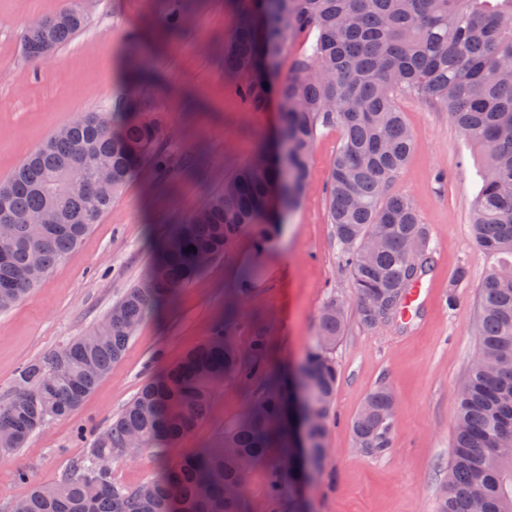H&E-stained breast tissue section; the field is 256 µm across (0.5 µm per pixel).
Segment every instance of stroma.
<instances>
[{
    "label": "stroma",
    "mask_w": 512,
    "mask_h": 512,
    "mask_svg": "<svg viewBox=\"0 0 512 512\" xmlns=\"http://www.w3.org/2000/svg\"><path fill=\"white\" fill-rule=\"evenodd\" d=\"M63 4L0 0V181L56 131L82 114L111 111L125 92L160 113L173 168L161 178L142 167L77 252L17 306L0 311V401L20 367L101 322L125 289L143 280L169 229L269 147L279 128L276 99L261 111L246 110L224 74V41L239 20L235 0H191L174 32L165 28L166 0H80L85 27L48 62L32 63L22 48L26 28ZM397 105L415 145L390 190L413 200L435 250L422 279V309L414 321L373 328L349 311L333 353L339 380L320 467L276 504L266 465L255 466L243 489L246 512H436L452 462L458 389L479 348V292L491 264L471 232L483 153L424 98L402 96ZM339 140L338 130H321L298 202L282 213L269 242L260 243L255 230L241 231L195 281L145 316L123 358L73 416L36 431L25 447L0 453V512H11L32 486L68 474L94 435L143 385L210 336L227 308L235 310L229 334L239 349L250 350L262 336L272 368L291 375L306 362L326 299L352 298L327 214ZM254 264L259 273L241 284L242 270ZM461 267L469 276L458 283ZM380 386L397 399L391 445L369 454L355 447L352 421ZM259 388L256 380L224 382L181 448L163 460L149 451L114 459L113 479L136 487L154 479L164 461L210 447Z\"/></svg>",
    "instance_id": "obj_1"
}]
</instances>
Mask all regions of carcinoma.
Listing matches in <instances>:
<instances>
[{"mask_svg":"<svg viewBox=\"0 0 512 512\" xmlns=\"http://www.w3.org/2000/svg\"><path fill=\"white\" fill-rule=\"evenodd\" d=\"M241 20L227 38L224 74L239 81L242 103L258 111L271 95L279 102L278 135L288 143L291 202L301 194L318 133L336 128L340 141L331 163L327 213L350 281L356 313L376 324L367 305L393 301L402 313L410 288L431 269L433 249L418 210L389 188L413 147V132L397 107L398 95L428 100L448 113L465 139L482 147L485 164L474 201L473 231L483 253L496 259L480 290L476 323L479 350L458 391L451 487L438 512H512V0H237ZM86 22L77 0L47 27L29 28L23 51L68 42ZM304 51L272 88L263 66L292 43ZM162 120L119 96L112 115L89 113L51 136L0 183V213H48L47 224H1L10 242L0 256V311L16 306L59 264L70 258L100 216L144 163L161 172L170 155L160 144ZM112 177L101 191L94 169ZM274 162L256 157L208 198L159 246L145 281L127 289L106 320L43 361L23 366L11 396L0 401V448L24 447L51 420L72 416L120 360L144 316L194 280L203 258L224 252L252 228L267 236L278 213L264 195L277 181ZM194 250H189V246ZM347 327V305H323L316 344L304 370L310 379L312 452L324 438L338 382L331 357ZM263 379L244 415L203 448L163 467L152 481L128 488L100 462L120 456L130 436L140 452L177 448L206 418L212 393L229 379ZM288 378L271 371L265 344L248 353L232 343L224 324L164 375L146 383L112 418L70 474L18 499L21 512H242L249 471L269 468V494L278 500L303 478L296 466L286 415ZM394 395L381 386L353 423L358 447L382 453L390 445Z\"/></svg>","mask_w":512,"mask_h":512,"instance_id":"cac0c4a2","label":"carcinoma"}]
</instances>
